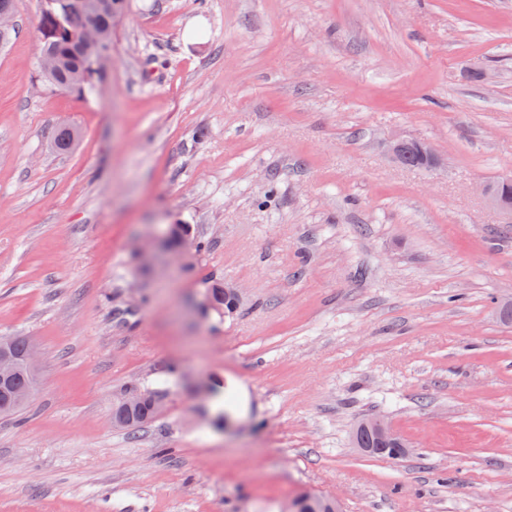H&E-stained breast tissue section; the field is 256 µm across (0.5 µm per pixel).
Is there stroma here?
<instances>
[{
  "label": "stroma",
  "mask_w": 512,
  "mask_h": 512,
  "mask_svg": "<svg viewBox=\"0 0 512 512\" xmlns=\"http://www.w3.org/2000/svg\"><path fill=\"white\" fill-rule=\"evenodd\" d=\"M42 8L0 46V336L40 358L0 512H512V0H125L93 96L41 81ZM142 399H148L152 402L154 407L156 408V415L160 412L162 407V400L159 397L150 395L141 391H132L130 395L126 397H120L112 406V419L115 422L116 417L118 416L120 419H123L128 412L131 411V405L136 401H141Z\"/></svg>",
  "instance_id": "stroma-1"
}]
</instances>
